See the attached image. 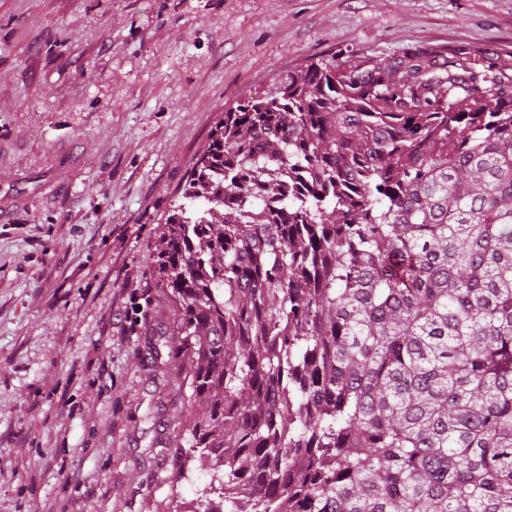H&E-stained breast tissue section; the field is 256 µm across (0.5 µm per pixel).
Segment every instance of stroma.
Segmentation results:
<instances>
[{
    "mask_svg": "<svg viewBox=\"0 0 512 512\" xmlns=\"http://www.w3.org/2000/svg\"><path fill=\"white\" fill-rule=\"evenodd\" d=\"M512 58V0H0V512H191L150 280L227 110L311 60ZM54 466H46V457Z\"/></svg>",
    "mask_w": 512,
    "mask_h": 512,
    "instance_id": "obj_1",
    "label": "stroma"
}]
</instances>
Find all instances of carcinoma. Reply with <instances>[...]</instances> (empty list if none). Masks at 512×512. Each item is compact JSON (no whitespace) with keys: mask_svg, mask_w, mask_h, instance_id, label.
Masks as SVG:
<instances>
[{"mask_svg":"<svg viewBox=\"0 0 512 512\" xmlns=\"http://www.w3.org/2000/svg\"><path fill=\"white\" fill-rule=\"evenodd\" d=\"M341 67L224 113L159 239L194 512H512V64Z\"/></svg>","mask_w":512,"mask_h":512,"instance_id":"cac0c4a2","label":"carcinoma"}]
</instances>
